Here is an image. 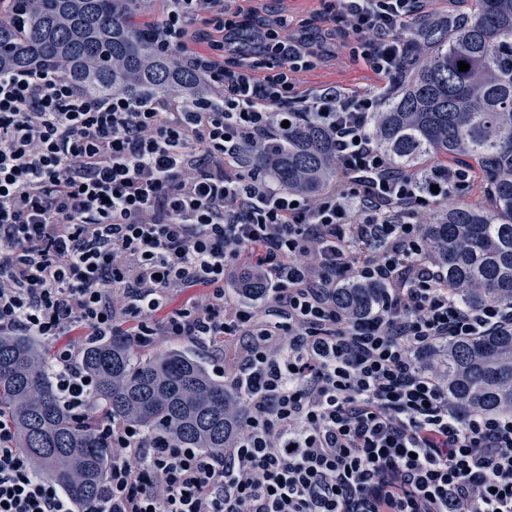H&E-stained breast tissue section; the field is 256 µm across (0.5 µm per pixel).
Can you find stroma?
Masks as SVG:
<instances>
[{
  "label": "stroma",
  "mask_w": 512,
  "mask_h": 512,
  "mask_svg": "<svg viewBox=\"0 0 512 512\" xmlns=\"http://www.w3.org/2000/svg\"><path fill=\"white\" fill-rule=\"evenodd\" d=\"M240 8L243 35L253 41L258 38L253 22L288 19L290 40L302 47L312 63L300 78L299 90L340 86L364 94L385 86V78H372L355 57V38L339 18L337 0H242Z\"/></svg>",
  "instance_id": "stroma-1"
}]
</instances>
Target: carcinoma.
<instances>
[{
  "label": "carcinoma",
  "mask_w": 512,
  "mask_h": 512,
  "mask_svg": "<svg viewBox=\"0 0 512 512\" xmlns=\"http://www.w3.org/2000/svg\"><path fill=\"white\" fill-rule=\"evenodd\" d=\"M155 0H34L25 28L0 24V71L58 64L86 92L171 96L183 104L216 101L178 57L145 36ZM409 54L380 94L370 121L376 147L401 172L431 163L465 166L481 183L469 202L432 208L422 224L430 257L448 287L470 304L512 303V0H473L470 11L409 22ZM469 64L459 71L458 62ZM275 144L247 152L245 166L280 188L315 195L340 178L335 145L321 125L275 132ZM383 286L352 282L336 304L373 311ZM33 336L0 335V417L36 474L64 489L82 512H95L112 448L100 427L115 420L162 437L175 448L222 455L243 431L246 402L179 349L148 352L121 334L83 348L80 366L93 378L91 407L64 404ZM464 414L512 410V331L450 340L421 359Z\"/></svg>",
  "instance_id": "obj_1"
}]
</instances>
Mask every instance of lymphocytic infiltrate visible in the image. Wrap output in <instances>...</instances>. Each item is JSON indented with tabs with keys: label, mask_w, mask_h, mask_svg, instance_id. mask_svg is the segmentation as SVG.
<instances>
[{
	"label": "lymphocytic infiltrate",
	"mask_w": 512,
	"mask_h": 512,
	"mask_svg": "<svg viewBox=\"0 0 512 512\" xmlns=\"http://www.w3.org/2000/svg\"><path fill=\"white\" fill-rule=\"evenodd\" d=\"M423 2L340 0L367 68L395 73ZM235 17L224 0H173L147 31L218 91L217 110L93 97L51 61L0 74V334L58 340L53 378L83 410L94 386L66 340L77 329L140 347L189 338L247 401L221 456L104 423L113 463L97 512H512V413L457 415L419 363L435 343L512 329V303L461 301L428 256L419 216L468 170L393 173L369 135L376 95H297L311 62L287 19L267 30L262 76L226 69L223 41L189 49L194 21L220 32ZM285 122L331 132L339 187L305 198L245 171L246 145ZM256 269L259 306L228 304L226 285ZM354 279L384 287L376 311L337 306ZM185 288L202 298L173 304ZM218 337L239 341L235 356ZM0 512H73L1 419Z\"/></svg>",
	"instance_id": "f902f5d3"
}]
</instances>
